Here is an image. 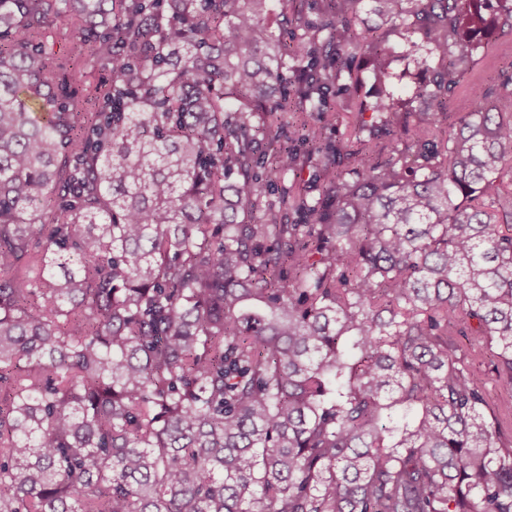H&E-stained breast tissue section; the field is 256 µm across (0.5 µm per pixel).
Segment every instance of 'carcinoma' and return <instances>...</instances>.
<instances>
[{
	"instance_id": "obj_1",
	"label": "carcinoma",
	"mask_w": 512,
	"mask_h": 512,
	"mask_svg": "<svg viewBox=\"0 0 512 512\" xmlns=\"http://www.w3.org/2000/svg\"><path fill=\"white\" fill-rule=\"evenodd\" d=\"M272 2L0 0V512H512V6Z\"/></svg>"
}]
</instances>
